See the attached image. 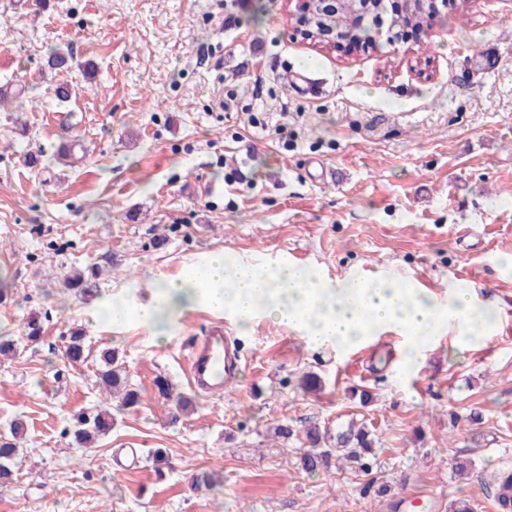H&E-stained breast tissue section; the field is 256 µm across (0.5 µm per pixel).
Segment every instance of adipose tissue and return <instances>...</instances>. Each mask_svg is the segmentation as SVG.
I'll use <instances>...</instances> for the list:
<instances>
[{
    "label": "adipose tissue",
    "mask_w": 512,
    "mask_h": 512,
    "mask_svg": "<svg viewBox=\"0 0 512 512\" xmlns=\"http://www.w3.org/2000/svg\"><path fill=\"white\" fill-rule=\"evenodd\" d=\"M189 304L232 314L244 323L260 312L317 343H356L374 326H394L409 337L414 356L444 325L464 342L487 332L476 324L478 307L465 288L443 306L413 283L384 274L349 276L332 285L313 270L286 261L257 266L229 263L220 254L209 255L186 278L165 284L153 303L112 306L109 318L115 326L132 321L149 326L161 314L176 318Z\"/></svg>",
    "instance_id": "obj_1"
}]
</instances>
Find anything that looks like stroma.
Masks as SVG:
<instances>
[{"label":"stroma","mask_w":512,"mask_h":512,"mask_svg":"<svg viewBox=\"0 0 512 512\" xmlns=\"http://www.w3.org/2000/svg\"><path fill=\"white\" fill-rule=\"evenodd\" d=\"M49 2L0 0V87L31 88L0 111V336L17 348L0 358V433L25 425L0 512H394L422 494L442 512H494L495 477L512 470V0H450L429 33L394 46L377 34L357 55L296 34L288 0ZM52 46L70 71L46 73ZM64 83L74 94L60 105ZM67 129L87 149L72 167L53 158ZM35 152L40 166H26ZM292 252L324 280L385 272L443 304L473 279L494 324L465 346L440 330L414 358L398 333L316 346L263 314L244 325L192 306L160 331L100 313L151 303L209 253ZM75 270L98 272L92 297L64 290ZM216 318L246 358L221 399L186 380V347ZM77 329L117 350L140 393L94 448L72 434L106 401L96 362L63 357ZM161 379L188 411L159 395ZM352 420L377 440L369 470H304L307 429ZM132 444L144 457L125 470ZM200 470L216 488H191Z\"/></svg>","instance_id":"stroma-1"}]
</instances>
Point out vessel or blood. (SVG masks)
Here are the masks:
<instances>
[{"label":"vessel or blood","mask_w":512,"mask_h":512,"mask_svg":"<svg viewBox=\"0 0 512 512\" xmlns=\"http://www.w3.org/2000/svg\"><path fill=\"white\" fill-rule=\"evenodd\" d=\"M241 370L240 350L219 323L214 324L208 334L190 348L187 356L189 386L209 397H223Z\"/></svg>","instance_id":"1"}]
</instances>
